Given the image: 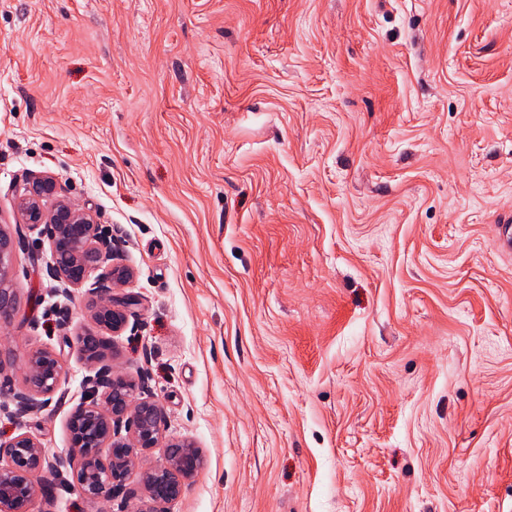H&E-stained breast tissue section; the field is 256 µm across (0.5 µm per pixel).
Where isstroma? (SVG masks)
Here are the masks:
<instances>
[{"instance_id": "1", "label": "stroma", "mask_w": 512, "mask_h": 512, "mask_svg": "<svg viewBox=\"0 0 512 512\" xmlns=\"http://www.w3.org/2000/svg\"><path fill=\"white\" fill-rule=\"evenodd\" d=\"M31 175L132 273L103 362L202 453L169 512H512V0H0V439L42 442L37 512H132L54 466L102 330ZM20 220L44 225L53 242L51 267L55 278L79 286L97 267L111 260L112 239L94 234L95 219L86 208L58 198L51 177H35L19 195ZM21 242L22 237L15 240L7 232L0 230V313L8 312L15 302L11 270L15 250ZM26 389L14 394L13 399L21 411L37 407L36 395L53 393L60 384L62 367L58 357L51 351L38 349L25 361Z\"/></svg>"}]
</instances>
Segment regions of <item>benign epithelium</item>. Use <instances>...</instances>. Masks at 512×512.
Wrapping results in <instances>:
<instances>
[{
	"instance_id": "obj_1",
	"label": "benign epithelium",
	"mask_w": 512,
	"mask_h": 512,
	"mask_svg": "<svg viewBox=\"0 0 512 512\" xmlns=\"http://www.w3.org/2000/svg\"><path fill=\"white\" fill-rule=\"evenodd\" d=\"M20 220L30 227L45 226L53 242L51 267L55 278L74 286L111 260L112 239L94 234L95 219L86 208L58 198L55 181L47 176L32 179L19 195ZM22 239L0 230V313L15 302L11 270L14 253ZM131 272L113 267L91 288L92 317L111 335L125 327L136 300L116 298L112 291ZM26 389L14 394L18 409L37 407L35 396L53 393L60 384L62 367L58 357L45 349L33 351L25 361ZM86 400L70 415L71 446L79 463L74 478L79 493L92 501L110 500L127 490L136 472L135 448H154L162 436L163 412L149 396L137 393L133 383L100 367L85 381ZM45 462L43 446L28 434L0 441V512H31L34 501L32 477ZM203 467L201 454L186 440L166 445L164 458L142 474L153 505L151 512H166L165 505L177 500L186 481Z\"/></svg>"
}]
</instances>
